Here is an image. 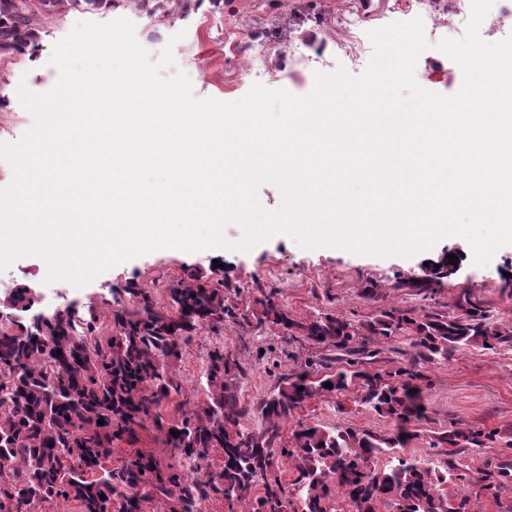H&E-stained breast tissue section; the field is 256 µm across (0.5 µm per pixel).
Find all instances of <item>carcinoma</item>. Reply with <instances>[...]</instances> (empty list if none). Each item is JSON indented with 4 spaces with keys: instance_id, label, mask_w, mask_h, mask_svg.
<instances>
[{
    "instance_id": "carcinoma-1",
    "label": "carcinoma",
    "mask_w": 512,
    "mask_h": 512,
    "mask_svg": "<svg viewBox=\"0 0 512 512\" xmlns=\"http://www.w3.org/2000/svg\"><path fill=\"white\" fill-rule=\"evenodd\" d=\"M66 1L87 10L112 8V0H39L35 14L24 0H0V57L35 53L40 29ZM448 264L444 256L428 262V275L408 286L430 287ZM127 292L138 309L103 304L114 324L105 336L92 305L86 316L67 310L35 330L15 320L0 326V512H62L70 503L78 512H202L218 495L230 512H281L284 504L292 512H333L338 498L356 512H472V492L450 494L445 485L457 470L456 456L487 447L498 433L454 425L439 432L433 447L448 456L439 467L404 455L419 436L413 424L424 414L426 366L460 351L512 347V329L469 291L446 314L416 316L392 307L356 324L335 314L299 322L263 301L259 321L338 353L345 366L323 374L310 363L285 374L274 393L252 407L239 399L237 375L217 349L209 356L206 399L180 423L164 421L161 413L163 401L181 390L171 361L185 337L232 315L224 289L192 274L168 288L166 311L137 284ZM32 305L26 288L0 303L6 310ZM398 338L409 346L407 359L372 370L381 346ZM335 394L353 395L393 427L377 432L301 423L284 435L294 413ZM149 422L173 460L163 464L151 452L136 451L112 467L115 443L131 441ZM382 456L389 460L379 465ZM215 458V472L184 469L185 461ZM282 458L294 465L289 485L279 472ZM471 485L493 495L512 486V459L479 471Z\"/></svg>"
}]
</instances>
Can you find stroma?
<instances>
[{"label": "stroma", "instance_id": "35a3bbf8", "mask_svg": "<svg viewBox=\"0 0 512 512\" xmlns=\"http://www.w3.org/2000/svg\"><path fill=\"white\" fill-rule=\"evenodd\" d=\"M362 8L363 0H221L217 5L211 0H170L167 11L149 15L128 0H115L111 9L98 11L63 5L46 22L35 55L0 58V142H15L31 127L33 118L21 105L17 86L26 83L36 93L53 87L58 73L49 63L52 48L76 22L130 19L151 59L172 46L176 64L164 69V76L183 71L196 96L233 102L257 82L304 96L312 91L316 73L330 74L343 65L351 74H361L367 59L343 63L336 54V40L339 15ZM259 51L264 58L263 74L258 77L244 72L243 64ZM415 78L426 90L443 95L457 93L463 83L460 67L433 48L419 56ZM447 251L457 254L456 269L429 290L409 287L411 275L422 262ZM193 272L205 275L209 282H223L224 299L234 315L225 319L223 327L197 330L183 342L181 356L173 362L181 391L162 407L165 420L171 423L203 401L209 355L219 347L239 363L243 371L239 397L250 405L271 395L282 375L302 370L312 356H319L320 372L339 369L335 353L317 352L301 337L260 322V303L266 299L298 321L321 313L363 321L393 307L420 315L445 313L467 291L484 302L495 319L512 325V245L499 249L489 264L478 266L469 244L459 236L444 238L410 258L358 255L336 248L308 250L283 235L247 253L164 249L117 264L81 287L64 280L46 283L45 261L24 256L0 272V299L8 290L29 287L37 294L36 309L47 313L69 304L84 309L105 300L131 310L136 303L125 288L134 282L163 308L168 304V286ZM426 374L427 411L417 424L420 435L408 444L407 454L442 464L444 457L433 441L454 423L512 433L511 350H468L428 366ZM302 422L373 431L391 426L389 419L360 407L350 397L310 402L288 425L293 428Z\"/></svg>", "mask_w": 512, "mask_h": 512}]
</instances>
